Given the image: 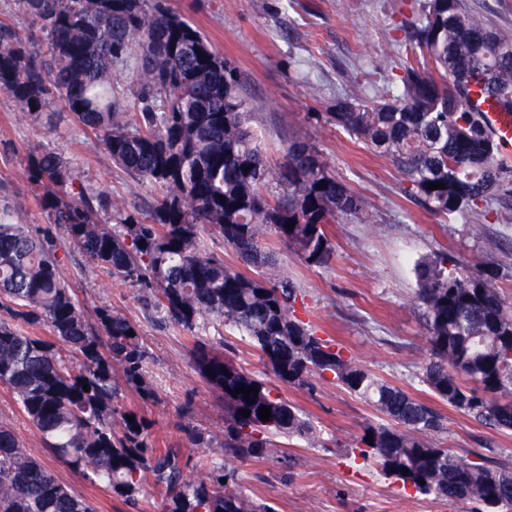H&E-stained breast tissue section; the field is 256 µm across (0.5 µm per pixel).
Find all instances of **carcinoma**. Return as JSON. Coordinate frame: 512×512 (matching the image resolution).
<instances>
[{
  "label": "carcinoma",
  "instance_id": "1",
  "mask_svg": "<svg viewBox=\"0 0 512 512\" xmlns=\"http://www.w3.org/2000/svg\"><path fill=\"white\" fill-rule=\"evenodd\" d=\"M19 4L39 25L47 58L31 53L32 32L0 23V91L30 120L53 126L65 118L94 134L122 173L151 188L152 202L129 207L93 191L53 148L31 158L28 181L68 246L137 289L145 308L191 344L197 372L224 402V434L192 430L191 443L240 461L265 457L272 435L331 444L299 408L206 342L216 323L248 341L279 381L301 388L330 375L371 404L389 423L363 427L360 456L402 487L470 501L478 512H512L511 465L488 466L442 447L434 408L357 364L297 315L302 290L278 269L264 238L273 235L324 266L333 255L327 226L367 207L309 140L290 138L282 161L268 162L246 126L238 69L159 0ZM133 58L140 61L139 111L128 112L112 68ZM400 70L392 100L368 107L338 96L331 121L388 158L432 213L477 214L511 199L512 169L468 102L477 88L498 111L512 113V38L462 0H424L407 23ZM435 182L444 188L428 189ZM13 214L0 208V385L37 431L40 448L128 502L155 498L156 512H274L211 457L148 446L151 420L118 402L123 386L143 401L154 397L139 325L109 307L89 323L52 230L18 224ZM207 237L231 247L248 271L209 251ZM417 274L430 352L423 382L448 405L512 431V303L487 270L460 263L449 270L442 258L419 262ZM43 328L51 337L39 334ZM242 385L259 393L234 394ZM262 405L271 408L268 421L258 417ZM0 512L95 509L1 422Z\"/></svg>",
  "mask_w": 512,
  "mask_h": 512
}]
</instances>
